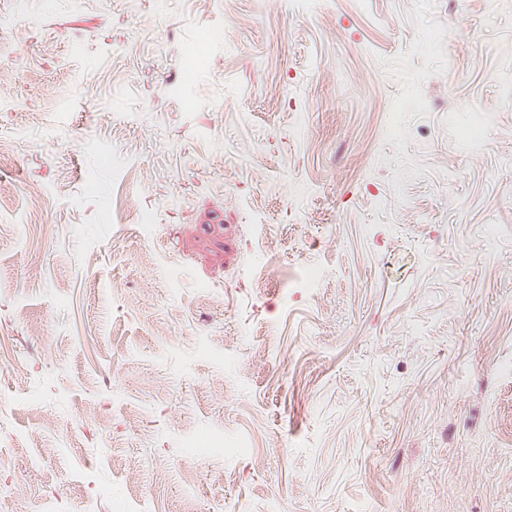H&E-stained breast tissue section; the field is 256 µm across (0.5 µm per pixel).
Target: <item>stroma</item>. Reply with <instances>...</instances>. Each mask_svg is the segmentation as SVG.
Listing matches in <instances>:
<instances>
[{
  "label": "stroma",
  "mask_w": 512,
  "mask_h": 512,
  "mask_svg": "<svg viewBox=\"0 0 512 512\" xmlns=\"http://www.w3.org/2000/svg\"><path fill=\"white\" fill-rule=\"evenodd\" d=\"M0 85V512H512V0H0Z\"/></svg>",
  "instance_id": "stroma-1"
}]
</instances>
